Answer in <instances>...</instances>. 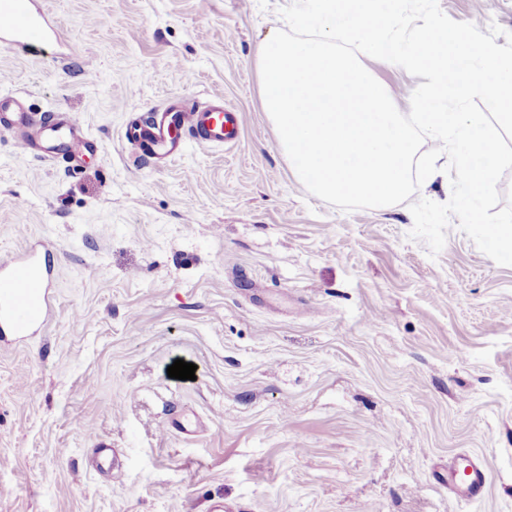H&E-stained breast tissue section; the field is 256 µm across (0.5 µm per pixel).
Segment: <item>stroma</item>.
I'll return each mask as SVG.
<instances>
[{"label":"stroma","mask_w":512,"mask_h":512,"mask_svg":"<svg viewBox=\"0 0 512 512\" xmlns=\"http://www.w3.org/2000/svg\"><path fill=\"white\" fill-rule=\"evenodd\" d=\"M290 2L45 0L53 53L0 44V94L96 145L71 170L0 133V259L54 267L46 326L0 335V512H512V266L457 222L432 258L407 204L298 185L258 65ZM439 6L512 31V0ZM363 63L409 113L419 77ZM218 97L235 144L169 161L124 139ZM458 453L484 458L483 500L449 492Z\"/></svg>","instance_id":"35a3bbf8"}]
</instances>
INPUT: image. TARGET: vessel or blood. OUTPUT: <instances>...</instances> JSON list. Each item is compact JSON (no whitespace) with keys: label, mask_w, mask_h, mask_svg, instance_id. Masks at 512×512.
<instances>
[{"label":"vessel or blood","mask_w":512,"mask_h":512,"mask_svg":"<svg viewBox=\"0 0 512 512\" xmlns=\"http://www.w3.org/2000/svg\"><path fill=\"white\" fill-rule=\"evenodd\" d=\"M61 40L59 29L40 0H0V42L30 51ZM242 118L223 102L190 108L167 106L149 122L127 126L125 136L150 157H176L187 141L217 145L238 137ZM0 126L14 130L22 153L42 161L65 158L78 163L94 146L69 115L37 123L21 98L0 95ZM51 267L45 254L30 251L19 259H0V334L19 338L41 328L50 311ZM486 464L476 454H461L448 466V485L458 498H484Z\"/></svg>","instance_id":"1"}]
</instances>
